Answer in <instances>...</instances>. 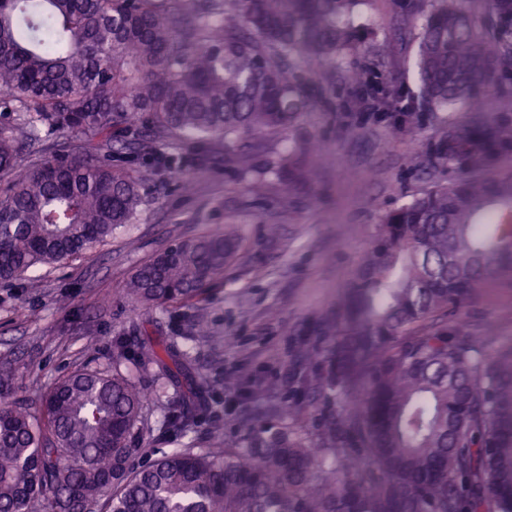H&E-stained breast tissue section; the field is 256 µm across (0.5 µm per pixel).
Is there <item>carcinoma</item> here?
I'll return each mask as SVG.
<instances>
[{
    "label": "carcinoma",
    "mask_w": 512,
    "mask_h": 512,
    "mask_svg": "<svg viewBox=\"0 0 512 512\" xmlns=\"http://www.w3.org/2000/svg\"><path fill=\"white\" fill-rule=\"evenodd\" d=\"M366 0H0V280L92 250L135 220L146 178L120 163L174 158L152 143L285 133L322 101L324 73L373 47ZM392 0L415 45L400 126L457 111L512 72V0ZM79 143L58 148L52 136ZM488 126L450 124L431 159L463 171L384 212L344 298L301 332L284 407L312 428L253 419L236 445L187 446L136 464L147 420L136 380L188 381L167 429L198 424L205 379L174 344L119 349L40 405L0 371V512H512V350L493 358L462 319L512 271V169L491 174ZM318 146L234 157L249 189L306 183ZM243 240L238 224L182 240L138 267L146 306L203 296Z\"/></svg>",
    "instance_id": "carcinoma-1"
}]
</instances>
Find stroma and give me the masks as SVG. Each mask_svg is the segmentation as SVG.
I'll return each instance as SVG.
<instances>
[{"label":"stroma","mask_w":512,"mask_h":512,"mask_svg":"<svg viewBox=\"0 0 512 512\" xmlns=\"http://www.w3.org/2000/svg\"><path fill=\"white\" fill-rule=\"evenodd\" d=\"M412 54L390 43L376 81L411 85ZM327 86L333 107L301 113L290 130L291 137L316 136L329 148L327 163L305 187L258 196L223 141H165L163 150L182 157L180 170L193 179V192L177 189L169 178L157 182L134 224L111 239L64 264L0 284V363L18 367L20 396L34 401L74 371L111 368L119 338L134 348L182 343L201 307L210 334L188 349L192 368L208 383L200 427L185 438L165 433L162 415L178 403L181 389L172 384L160 390L144 376L148 421L141 462L190 444L202 448L215 438L240 441L246 412L267 404L261 383H278L279 405L294 401L288 371L302 325L341 298L381 214L426 186L417 167L444 122L428 116L397 133L388 114L358 103L342 74L332 75ZM453 119L496 129L502 140L496 164L512 168V76L479 109H463ZM230 222L242 227L239 259L202 299L149 308L126 294L127 280L153 254ZM269 224L279 225L278 240H267ZM465 313L488 351L511 344L512 278L501 277ZM230 375L236 386H225Z\"/></svg>","instance_id":"stroma-1"}]
</instances>
